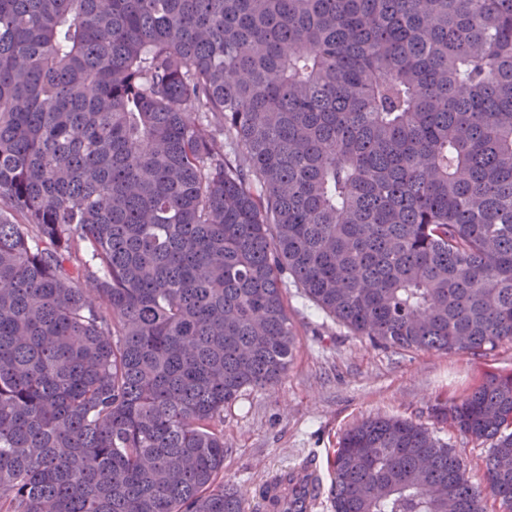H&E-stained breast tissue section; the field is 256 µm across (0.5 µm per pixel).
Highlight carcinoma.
<instances>
[{
    "label": "carcinoma",
    "instance_id": "carcinoma-1",
    "mask_svg": "<svg viewBox=\"0 0 512 512\" xmlns=\"http://www.w3.org/2000/svg\"><path fill=\"white\" fill-rule=\"evenodd\" d=\"M0 200V512H244L219 425L293 361L288 284L386 349L512 342V0H0ZM433 414L485 483L377 416L333 512H512V376Z\"/></svg>",
    "mask_w": 512,
    "mask_h": 512
}]
</instances>
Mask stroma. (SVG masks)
<instances>
[{"label": "stroma", "instance_id": "obj_1", "mask_svg": "<svg viewBox=\"0 0 512 512\" xmlns=\"http://www.w3.org/2000/svg\"><path fill=\"white\" fill-rule=\"evenodd\" d=\"M286 304L297 336L287 373L224 409V480L238 489L246 512H265L260 488L307 460L320 478L310 512H333L328 460L346 429L377 414L428 427L455 448L472 481L482 482L488 444L437 422L432 408L491 376L512 374V344L487 354L394 351L354 335L297 288L288 289Z\"/></svg>", "mask_w": 512, "mask_h": 512}]
</instances>
